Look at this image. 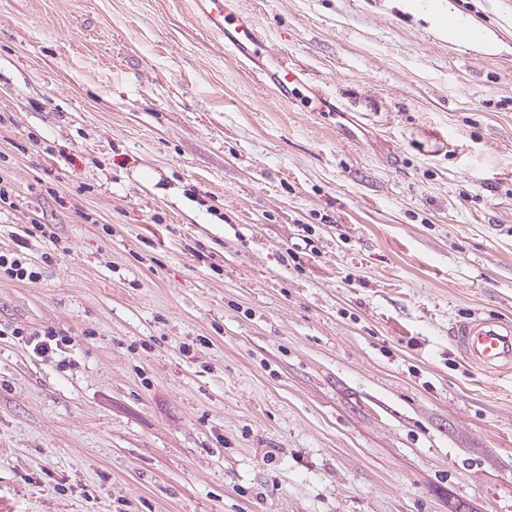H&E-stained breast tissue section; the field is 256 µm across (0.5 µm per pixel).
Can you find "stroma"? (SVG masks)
I'll return each instance as SVG.
<instances>
[{"mask_svg":"<svg viewBox=\"0 0 512 512\" xmlns=\"http://www.w3.org/2000/svg\"><path fill=\"white\" fill-rule=\"evenodd\" d=\"M239 5L0 0V512H512V0ZM239 0H195L194 4L210 30L224 38L239 57L252 66L256 79L285 99L304 73L288 58L272 55L253 20L239 9ZM449 337L471 367L489 376L512 373V318L476 311L453 323ZM14 336H21V339L23 340V336H34L29 337L28 339H25V343L28 345L33 344V352L35 354L40 355H49V353H53L56 350L62 351V346H69L67 343H69V339L65 337L58 338L56 332L52 330L44 331L43 334H28L25 332L22 328H15L13 330ZM35 336H44L43 339ZM55 346V347H54Z\"/></svg>","mask_w":512,"mask_h":512,"instance_id":"stroma-1","label":"stroma"}]
</instances>
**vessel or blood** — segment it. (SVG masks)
Returning a JSON list of instances; mask_svg holds the SVG:
<instances>
[{"instance_id": "1", "label": "vessel or blood", "mask_w": 512, "mask_h": 512, "mask_svg": "<svg viewBox=\"0 0 512 512\" xmlns=\"http://www.w3.org/2000/svg\"><path fill=\"white\" fill-rule=\"evenodd\" d=\"M210 30L221 36L252 67L256 79L281 97H289L303 73L281 55L272 54L238 0H195ZM449 337L471 367L489 376L512 373V318L476 311L453 323Z\"/></svg>"}]
</instances>
